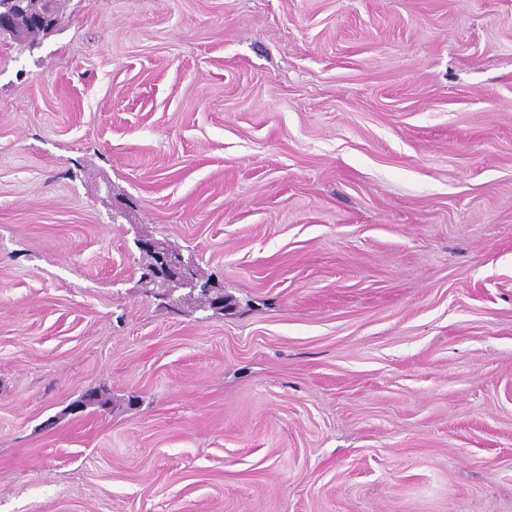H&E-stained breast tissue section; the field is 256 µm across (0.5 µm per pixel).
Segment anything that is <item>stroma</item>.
Segmentation results:
<instances>
[{"label": "stroma", "mask_w": 512, "mask_h": 512, "mask_svg": "<svg viewBox=\"0 0 512 512\" xmlns=\"http://www.w3.org/2000/svg\"><path fill=\"white\" fill-rule=\"evenodd\" d=\"M61 9L0 35V512H512V0ZM139 245L155 256L154 273L152 272L151 277L144 279L145 282L161 281L164 284L197 287L192 271L184 265L181 256L163 250L157 242L150 239H141ZM209 280L202 283L199 288L200 292H197V302L200 304V307L206 308L209 307L213 311L216 312V309L222 308L218 310V313H223V311L230 308V301L224 298L223 289H206L204 285ZM224 309V310H223Z\"/></svg>", "instance_id": "35a3bbf8"}]
</instances>
